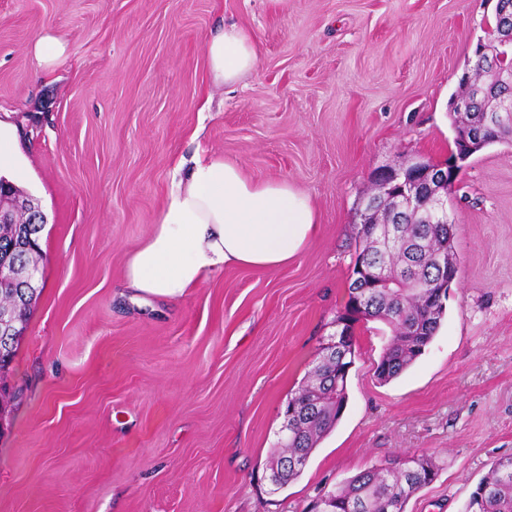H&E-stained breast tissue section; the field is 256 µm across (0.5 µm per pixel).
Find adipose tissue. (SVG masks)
Wrapping results in <instances>:
<instances>
[{"label":"adipose tissue","mask_w":512,"mask_h":512,"mask_svg":"<svg viewBox=\"0 0 512 512\" xmlns=\"http://www.w3.org/2000/svg\"><path fill=\"white\" fill-rule=\"evenodd\" d=\"M215 83L228 84L257 67L255 40L230 26L205 41ZM311 197L287 179L258 181L223 156L197 155L175 176L149 238L126 263L129 288L176 298L227 266H288L315 235Z\"/></svg>","instance_id":"adipose-tissue-1"}]
</instances>
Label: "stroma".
I'll return each instance as SVG.
<instances>
[{"label": "stroma", "mask_w": 512, "mask_h": 512, "mask_svg": "<svg viewBox=\"0 0 512 512\" xmlns=\"http://www.w3.org/2000/svg\"><path fill=\"white\" fill-rule=\"evenodd\" d=\"M496 0H0V119L46 217L43 289L11 365L0 512H304L396 457L441 468L406 512H465L512 457V144L471 156L448 201L458 275L422 356L381 383L390 332L355 328L348 403L303 473L266 463L287 401L348 298L361 199L382 170L454 148L450 99ZM237 24L255 72L212 84ZM49 28L67 58L31 51ZM207 150L310 195L314 238L275 270L225 268L181 298L135 293L175 162ZM205 55L212 79L217 84L233 83L257 67L254 37L237 25L223 27L207 38ZM31 50L39 67L50 70L64 60L66 42L53 30L44 29L33 37Z\"/></svg>", "instance_id": "1"}]
</instances>
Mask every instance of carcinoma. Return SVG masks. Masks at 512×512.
<instances>
[{
  "mask_svg": "<svg viewBox=\"0 0 512 512\" xmlns=\"http://www.w3.org/2000/svg\"><path fill=\"white\" fill-rule=\"evenodd\" d=\"M512 99V84H491L485 92L472 99L470 117L474 124L484 113L496 108L502 99ZM362 223L357 227L356 251L352 274H358L363 256L378 254L363 235L364 224L375 220V214L361 212ZM16 224H0V265L10 267L15 262H37V240L43 225L38 224L31 236L16 232ZM401 246L382 257L384 278L390 286L367 289L360 298L349 288V298L336 319L359 303L364 307L363 320L379 321L390 330V341L383 349L377 365V377L384 381L397 378L424 352L440 328L445 306L433 301L438 293L448 295V279L435 265L434 254L444 250V266L457 273L454 254V225L427 221V216L414 210L402 212L397 225ZM39 286L31 288H0V303L25 297L16 311L15 326L10 336L0 335V374L9 371L24 333V324ZM330 346L321 350L313 371L301 387L288 398L289 405L298 407L297 417L283 422L287 435L277 442L267 461L270 482L282 488L296 480L318 444L340 420L348 398L347 387L340 372L354 363L356 344L350 342L345 357H326ZM439 465L428 455L407 456L392 466L371 467L346 484L321 496L312 512H405L406 503L421 488L437 476ZM466 512H512V458L497 459L471 494Z\"/></svg>",
  "mask_w": 512,
  "mask_h": 512,
  "instance_id": "obj_1",
  "label": "carcinoma"
}]
</instances>
